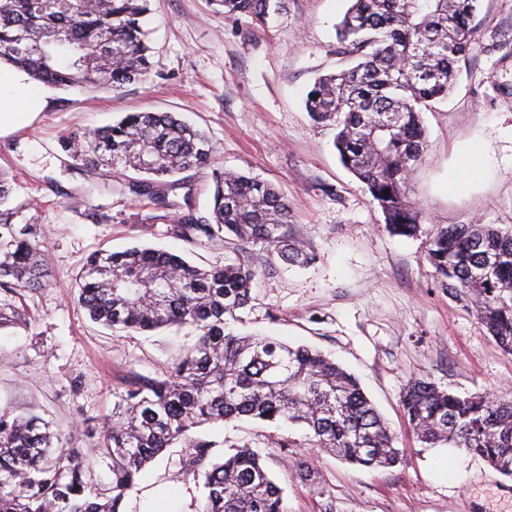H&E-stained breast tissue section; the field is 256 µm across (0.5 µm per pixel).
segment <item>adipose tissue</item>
I'll list each match as a JSON object with an SVG mask.
<instances>
[{
    "mask_svg": "<svg viewBox=\"0 0 512 512\" xmlns=\"http://www.w3.org/2000/svg\"><path fill=\"white\" fill-rule=\"evenodd\" d=\"M46 105L39 84L16 68L0 65V135L20 121H33Z\"/></svg>",
    "mask_w": 512,
    "mask_h": 512,
    "instance_id": "ef3b65f1",
    "label": "adipose tissue"
}]
</instances>
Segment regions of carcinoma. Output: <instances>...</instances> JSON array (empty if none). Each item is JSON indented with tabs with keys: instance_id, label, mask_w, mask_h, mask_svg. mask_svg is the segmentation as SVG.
<instances>
[{
	"instance_id": "carcinoma-1",
	"label": "carcinoma",
	"mask_w": 512,
	"mask_h": 512,
	"mask_svg": "<svg viewBox=\"0 0 512 512\" xmlns=\"http://www.w3.org/2000/svg\"><path fill=\"white\" fill-rule=\"evenodd\" d=\"M228 15L265 22L280 0H212ZM479 0H350L337 25L339 53L353 65L318 77L305 99L317 123L335 126L343 166L366 184L395 235H426L441 286L461 292L498 347L512 355V230L448 224L423 233L408 184L422 160L423 107L448 96L476 48L471 20ZM149 0H0V63L60 90L117 89L150 68L144 29ZM62 152L84 167L109 164L137 177L120 190L167 210L182 197L173 234L237 254L258 246L269 261L306 266L315 256L288 234L293 206L273 184L236 171L214 175L210 217H198L182 174L212 163L199 128L170 112H130ZM21 207L0 209V290L19 295L50 284L37 227ZM255 268L241 258L202 268L148 246L98 251L75 280L77 302L109 328L153 331L189 326L194 345L160 378H139L113 393L112 415L86 454L34 413L0 408V512H120L128 492L165 449H195L203 478L197 512H283L282 489L259 455L235 448L219 459L192 436L210 423L243 418L297 425L315 448L366 468L398 461L394 436L354 375L319 351L264 335H238L236 312L251 299ZM402 408L426 448H462L512 478V401L461 397L416 378ZM109 471L93 478L95 466Z\"/></svg>"
}]
</instances>
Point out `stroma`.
Instances as JSON below:
<instances>
[{"mask_svg":"<svg viewBox=\"0 0 512 512\" xmlns=\"http://www.w3.org/2000/svg\"><path fill=\"white\" fill-rule=\"evenodd\" d=\"M153 53L141 82L119 91L47 89L44 112L0 137V168L13 178L19 223L36 225L51 285L23 297L0 291V307L25 322L0 329V408L34 411L66 445L87 451L112 412V392L138 377L163 376L194 342L189 329L112 331L90 321L71 289L99 250L148 245L220 267V246H191L154 219L145 198L113 193L121 174L72 164L63 136L81 137L125 113L174 112L217 148L211 167L188 182L197 215H207L212 175L244 172L295 203L292 238L316 259L306 267L265 263L253 251L256 284L238 313L240 332L316 348L359 380L395 436L399 464L368 469L310 447L303 431L252 420L203 427L212 455L257 452L284 490L286 512H512V478L459 448H425L409 428L400 392L427 377L459 395L512 400V356L472 307L442 288L424 238L393 235L366 186L340 162L334 131L315 123L304 100L314 80L342 62L336 25L347 0H286L266 24L215 12L210 0H151ZM477 49L448 99L424 112L427 138L410 196L425 227H512V0H479ZM101 218L92 221L91 210ZM178 445L142 475L139 488L187 487L178 512H194L202 484L184 473ZM307 461L309 478L294 469Z\"/></svg>","mask_w":512,"mask_h":512,"instance_id":"stroma-1","label":"stroma"}]
</instances>
